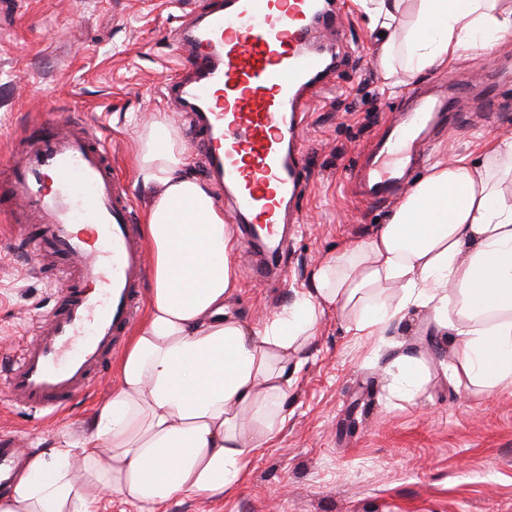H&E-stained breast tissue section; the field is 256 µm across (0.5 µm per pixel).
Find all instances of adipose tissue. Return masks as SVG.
<instances>
[{"instance_id": "obj_1", "label": "adipose tissue", "mask_w": 512, "mask_h": 512, "mask_svg": "<svg viewBox=\"0 0 512 512\" xmlns=\"http://www.w3.org/2000/svg\"><path fill=\"white\" fill-rule=\"evenodd\" d=\"M360 2L383 34L382 76L394 90L461 56L483 58L512 31L501 0ZM186 166L164 121L140 133L136 179L154 190L144 218L153 257L146 318L87 433L27 454L0 493V512H99L104 492L155 512L183 494L236 488L284 422L299 355L332 310L357 336L383 335L428 310L474 385L512 388L511 136L488 144L483 166L433 163L388 224L325 256L312 288L257 323L226 310L238 285L231 227ZM385 372L390 390L425 388L411 352Z\"/></svg>"}]
</instances>
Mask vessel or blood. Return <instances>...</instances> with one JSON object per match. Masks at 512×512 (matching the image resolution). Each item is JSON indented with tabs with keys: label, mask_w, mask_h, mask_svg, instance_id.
<instances>
[{
	"label": "vessel or blood",
	"mask_w": 512,
	"mask_h": 512,
	"mask_svg": "<svg viewBox=\"0 0 512 512\" xmlns=\"http://www.w3.org/2000/svg\"><path fill=\"white\" fill-rule=\"evenodd\" d=\"M333 33L329 0H217L203 27L180 33L191 77L169 94L193 114V141L255 243L284 246L280 228L296 220L304 109L333 59ZM465 94L412 93L411 109L392 116L360 165L361 201L405 193L431 137L460 123ZM0 185L34 225V251L57 264L53 306L0 377L12 404L46 420L90 387L126 339L149 256L96 125L42 122L0 161Z\"/></svg>",
	"instance_id": "vessel-or-blood-1"
}]
</instances>
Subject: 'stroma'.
<instances>
[{"mask_svg":"<svg viewBox=\"0 0 512 512\" xmlns=\"http://www.w3.org/2000/svg\"><path fill=\"white\" fill-rule=\"evenodd\" d=\"M213 2L0 0V160L39 119H87L102 130L135 217L143 219L151 191L136 181L139 129L160 113L190 139L191 116L166 88L188 75L177 31ZM336 24L341 63L307 109L302 224L285 256L289 276L240 277L227 303L230 314L249 322L270 317L309 287L319 258L368 239L389 221L395 204L358 201L347 175L409 89L460 85L479 74L491 81L497 68H512L509 33L489 51L483 70L463 56L393 92L359 0H340ZM500 93L505 101L496 122L486 121L480 98L467 101L464 124L431 143L411 180L447 158L481 165L490 139L512 135V83ZM53 299L31 244L0 215V368ZM404 348L421 356L428 372L425 392L411 400L391 396L384 378ZM453 362L427 311L372 339L326 315L301 355L281 431L253 457L239 486L221 497H178L157 512H512V389L487 395L468 380H451ZM116 382L117 366L108 364L88 395L48 422L34 421L0 391V436L20 439L27 453L42 439L77 441Z\"/></svg>","mask_w":512,"mask_h":512,"instance_id":"stroma-1","label":"stroma"}]
</instances>
